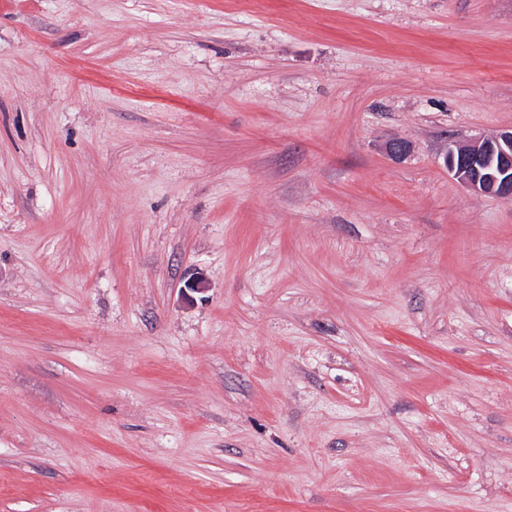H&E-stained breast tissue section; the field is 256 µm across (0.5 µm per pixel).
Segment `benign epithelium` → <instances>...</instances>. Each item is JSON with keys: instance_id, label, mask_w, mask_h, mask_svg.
I'll use <instances>...</instances> for the list:
<instances>
[{"instance_id": "7a95c632", "label": "benign epithelium", "mask_w": 512, "mask_h": 512, "mask_svg": "<svg viewBox=\"0 0 512 512\" xmlns=\"http://www.w3.org/2000/svg\"><path fill=\"white\" fill-rule=\"evenodd\" d=\"M451 146L448 172L460 184L474 193L512 199V129Z\"/></svg>"}]
</instances>
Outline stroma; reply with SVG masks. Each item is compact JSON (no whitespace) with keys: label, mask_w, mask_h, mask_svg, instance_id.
<instances>
[{"label":"stroma","mask_w":512,"mask_h":512,"mask_svg":"<svg viewBox=\"0 0 512 512\" xmlns=\"http://www.w3.org/2000/svg\"><path fill=\"white\" fill-rule=\"evenodd\" d=\"M509 129L512 0H0V512H512ZM453 146L447 158L448 171L474 193L490 194L505 201L512 199V129L491 139H473ZM491 159L490 167L485 165ZM496 166L493 169V161Z\"/></svg>","instance_id":"1"}]
</instances>
